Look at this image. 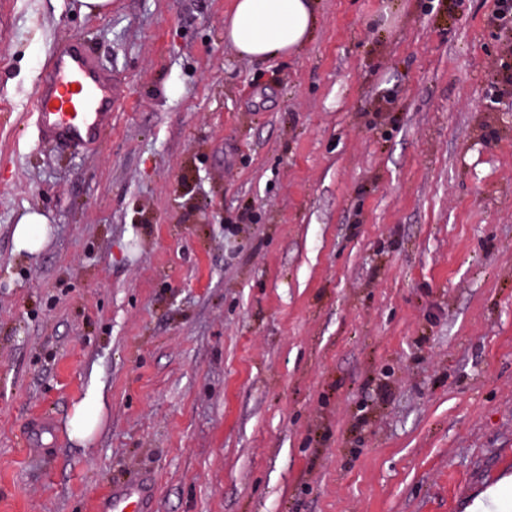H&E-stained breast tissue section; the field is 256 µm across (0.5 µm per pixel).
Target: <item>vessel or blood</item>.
Returning a JSON list of instances; mask_svg holds the SVG:
<instances>
[{
  "instance_id": "obj_1",
  "label": "vessel or blood",
  "mask_w": 512,
  "mask_h": 512,
  "mask_svg": "<svg viewBox=\"0 0 512 512\" xmlns=\"http://www.w3.org/2000/svg\"><path fill=\"white\" fill-rule=\"evenodd\" d=\"M123 92L111 84L78 40L59 45L47 58L31 109L38 136L75 150L97 146L112 126ZM141 488L122 486L100 502L96 512H145Z\"/></svg>"
}]
</instances>
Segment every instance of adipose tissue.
<instances>
[{
    "instance_id": "obj_1",
    "label": "adipose tissue",
    "mask_w": 512,
    "mask_h": 512,
    "mask_svg": "<svg viewBox=\"0 0 512 512\" xmlns=\"http://www.w3.org/2000/svg\"><path fill=\"white\" fill-rule=\"evenodd\" d=\"M314 22V0H234L224 23V40L242 58L269 60L301 49L312 34ZM104 402L101 388L88 389L73 409V436L82 440L92 436Z\"/></svg>"
}]
</instances>
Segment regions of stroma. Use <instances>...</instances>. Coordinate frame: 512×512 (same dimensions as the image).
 Masks as SVG:
<instances>
[{"label": "stroma", "instance_id": "stroma-1", "mask_svg": "<svg viewBox=\"0 0 512 512\" xmlns=\"http://www.w3.org/2000/svg\"><path fill=\"white\" fill-rule=\"evenodd\" d=\"M234 0H0V512L512 506V29L497 0H318L265 62ZM78 37L126 97L38 139ZM37 211L45 242L16 250ZM89 441L68 435L91 384ZM145 494L139 487L112 488V494L100 502L97 512H146Z\"/></svg>", "mask_w": 512, "mask_h": 512}]
</instances>
